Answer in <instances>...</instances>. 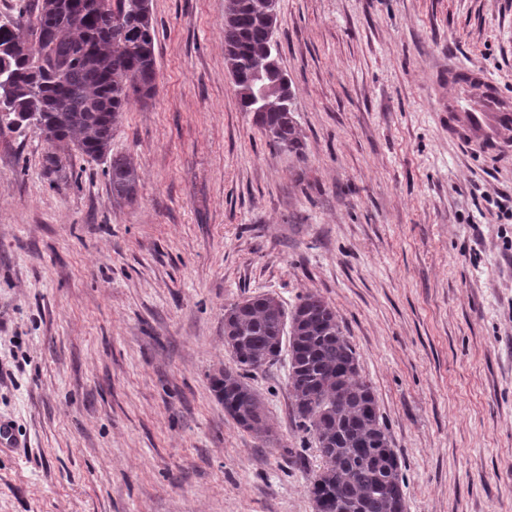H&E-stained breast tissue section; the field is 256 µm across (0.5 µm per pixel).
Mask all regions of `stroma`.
Wrapping results in <instances>:
<instances>
[{
    "mask_svg": "<svg viewBox=\"0 0 512 512\" xmlns=\"http://www.w3.org/2000/svg\"><path fill=\"white\" fill-rule=\"evenodd\" d=\"M157 93L106 161L0 133V512H315L288 358L250 373L278 440L224 413V307L308 292L376 394L407 512H512V154L448 133L483 70L512 98V0H280L302 151L239 105L224 0H151ZM109 176L112 198L117 201H132L139 183V175L133 162L125 156L112 155L109 159Z\"/></svg>",
    "mask_w": 512,
    "mask_h": 512,
    "instance_id": "1",
    "label": "stroma"
}]
</instances>
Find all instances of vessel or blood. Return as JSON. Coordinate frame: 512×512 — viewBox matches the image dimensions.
I'll list each match as a JSON object with an SVG mask.
<instances>
[{
	"label": "vessel or blood",
	"instance_id": "b4317fda",
	"mask_svg": "<svg viewBox=\"0 0 512 512\" xmlns=\"http://www.w3.org/2000/svg\"><path fill=\"white\" fill-rule=\"evenodd\" d=\"M476 102L457 99L448 115L453 134L468 145L506 151L512 145V101L503 99L493 82L479 70L466 71Z\"/></svg>",
	"mask_w": 512,
	"mask_h": 512
}]
</instances>
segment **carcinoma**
<instances>
[{"label": "carcinoma", "mask_w": 512, "mask_h": 512, "mask_svg": "<svg viewBox=\"0 0 512 512\" xmlns=\"http://www.w3.org/2000/svg\"><path fill=\"white\" fill-rule=\"evenodd\" d=\"M142 2L54 0L51 9L39 0L35 19L20 14L0 30V46H25L0 55L7 84L0 87V131L44 124L53 147L109 159L117 202L135 198L139 175L129 158L110 156L112 131L130 95L150 99L157 88L155 26ZM224 45L242 111L275 146L300 151L295 92L271 46L263 0L228 2ZM258 64L275 90L254 105L244 90ZM224 343L235 367L213 380V390L225 414L269 444L262 400L247 378L276 362L288 344L292 411L322 460L309 482L316 512H405L401 464L375 392L358 377L356 351L320 294H306L290 310L272 294L224 306Z\"/></svg>", "instance_id": "carcinoma-1"}]
</instances>
